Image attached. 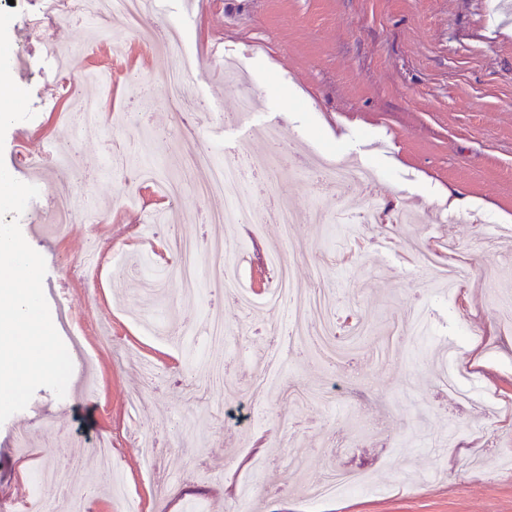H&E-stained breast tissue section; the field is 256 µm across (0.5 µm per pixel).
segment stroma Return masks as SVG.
<instances>
[{"instance_id":"35a3bbf8","label":"stroma","mask_w":512,"mask_h":512,"mask_svg":"<svg viewBox=\"0 0 512 512\" xmlns=\"http://www.w3.org/2000/svg\"><path fill=\"white\" fill-rule=\"evenodd\" d=\"M13 8L11 49L28 63L10 71L30 90L35 116L8 128L0 160L42 202L66 186L77 209L106 216L59 233L42 204L19 218L45 259V297L77 380L61 399L39 388L0 424V498L54 506L64 492L88 490L96 473L87 459L103 438L123 494L94 493L86 512H182L191 499L229 512L257 451L270 461L250 495L261 512H306L305 487L336 467L364 471L369 487L319 512H512V15L494 0H157L140 27L183 44L197 146L220 163L277 156L272 189L295 217L286 229L271 219L207 222L224 199L198 196L209 170L186 162L171 135L177 116L159 98L171 62L158 48L140 47L115 20L126 50L111 59L84 22L37 28L29 0ZM51 45L75 53L71 94L84 92L89 62L111 72L114 120L74 143L71 168L52 162L42 175L20 166L16 151L22 138L38 148L57 119L47 107L57 82ZM244 95L253 99L246 110ZM111 140L145 156L151 179L108 175ZM322 162L364 166L372 196L412 210L414 222L392 240L378 224L355 225L346 239L345 223L333 220L339 201L314 189ZM451 191L474 201L466 223L450 221L442 199ZM174 235L241 248L243 287L271 286L265 258L276 250L299 288L331 291L336 318L365 324L342 369L286 340L279 387L256 392L267 326H292L288 308L243 315L214 285L205 250L198 264L210 285L198 296H185L173 273L164 287L144 285L139 259ZM93 241L105 246L102 267L81 271ZM452 244L470 276L444 293L426 256ZM161 306L177 322L147 334L138 320ZM214 317L229 329L217 346L204 333ZM176 325L195 336L172 341ZM207 360L224 363L232 394H189L186 373ZM447 366L477 397L495 396L498 413L449 397ZM21 433L22 449L13 445ZM296 452L297 472L288 466ZM63 456L73 460L66 484H36Z\"/></svg>"}]
</instances>
